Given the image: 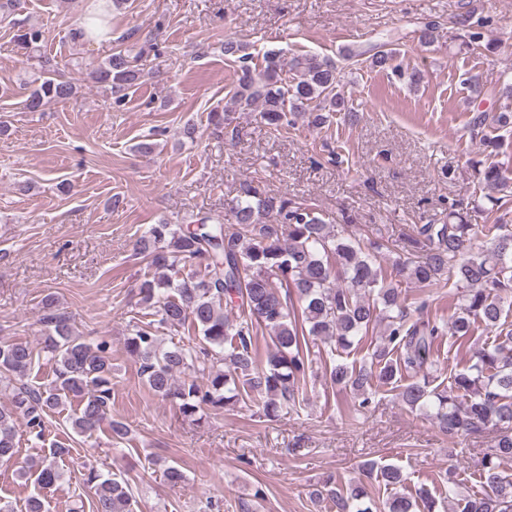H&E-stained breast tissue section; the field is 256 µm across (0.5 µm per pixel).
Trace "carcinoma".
Masks as SVG:
<instances>
[{
    "mask_svg": "<svg viewBox=\"0 0 512 512\" xmlns=\"http://www.w3.org/2000/svg\"><path fill=\"white\" fill-rule=\"evenodd\" d=\"M489 22L474 9L455 17L462 43L474 50L481 47ZM44 40L45 31L36 24H22L13 35L15 46L28 52ZM125 40L126 46L88 73L119 100L138 85L143 57L160 55L152 44L138 47L131 33ZM241 51L236 41L224 40V57L236 67L231 104L240 112L257 111L269 130L286 131L306 114L319 127L328 112H352L338 90L334 62L297 58L291 62L297 79L288 84L280 79L281 52H266L257 71ZM366 62L372 70L406 75L395 53L382 45ZM406 76L412 84L420 81L415 72ZM31 85L25 100L30 112L76 91L74 83L45 69ZM511 126V112H481L469 130L495 151L501 142L486 129ZM479 185L488 190L485 198L494 209L512 197V179L498 164L484 168ZM476 233L485 248L474 252ZM137 250L155 268L153 279L139 286V304L155 309L158 319L132 322L125 349L155 396L176 404L187 417L228 405L256 407L275 417L301 407L306 380L317 377L320 368L336 392L352 394L359 415L376 397L390 393L410 411L431 418L451 440L488 428L494 432L483 454L479 493L459 479H447L441 499L424 487L413 499L398 492L408 481L401 468L370 462L344 484L329 477L313 488L311 498L327 512H374L373 484L389 491L384 512H512V475L502 469L512 460V225L503 216L477 232L453 200L446 224H417L397 240L363 239L349 224L326 221L308 203L285 194L261 195L244 181L224 218L212 224L206 218L195 224H151ZM440 284L456 297L448 322L424 315L427 302L409 297L411 288ZM40 321V349L0 341V380L17 381L11 409L0 410V461L15 457L18 425L40 440L49 416L72 402L77 407L69 423L76 434L107 431L113 443H123L127 427L112 417L110 343L75 335L70 316L51 295L43 300ZM480 325L493 333L492 341L472 351L449 384L437 382L447 338L463 347ZM161 328H184L193 335L165 348ZM260 328L271 341L263 361L256 345ZM375 330L379 341L370 345L368 335ZM364 348L362 362L347 361ZM42 355L55 365L54 379L33 387L25 378ZM68 453L55 444L48 454L26 461L21 474L49 489L62 478L57 458ZM86 483L94 485L97 512H133L127 479L115 474L102 480L92 469Z\"/></svg>",
    "mask_w": 512,
    "mask_h": 512,
    "instance_id": "cac0c4a2",
    "label": "carcinoma"
}]
</instances>
